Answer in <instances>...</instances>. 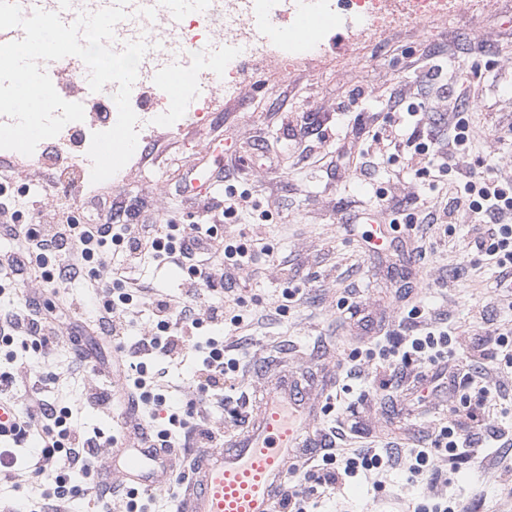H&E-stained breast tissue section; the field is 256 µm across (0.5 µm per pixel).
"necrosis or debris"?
Here are the masks:
<instances>
[{
    "label": "necrosis or debris",
    "instance_id": "1",
    "mask_svg": "<svg viewBox=\"0 0 512 512\" xmlns=\"http://www.w3.org/2000/svg\"><path fill=\"white\" fill-rule=\"evenodd\" d=\"M175 0H129L128 18L115 40L126 44L145 39L149 48L139 66L134 89L155 87L163 69L180 54L194 52L201 24H209V39L229 40L238 52L225 56L211 69L197 73L201 83L213 76L237 74L244 63L253 62L257 72L280 70L312 72L325 61L321 40L306 39L289 33L287 40L256 29L255 16L268 17L272 23L296 26L300 16L322 17L343 13L352 36L351 48L363 45L367 37L387 32L405 22L445 21L466 8V0H202L198 8H186L187 20L180 29H171L169 18ZM116 104L113 97L101 95L98 110L87 112L83 121L64 126L53 138L41 141L29 158L33 169L61 163L71 158V172L89 179L91 166L87 151L92 133L106 127Z\"/></svg>",
    "mask_w": 512,
    "mask_h": 512
}]
</instances>
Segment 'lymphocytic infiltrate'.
<instances>
[{"mask_svg":"<svg viewBox=\"0 0 512 512\" xmlns=\"http://www.w3.org/2000/svg\"><path fill=\"white\" fill-rule=\"evenodd\" d=\"M444 198V215L460 210L470 211L484 223L486 230L476 236L471 246L480 253L487 264L498 270L495 288L503 296L512 298V177L503 175L496 165H486L478 174H463L449 181ZM127 206L120 197L104 201L102 221L98 224H8L0 230L4 237L15 240L23 237V244H16L7 253L5 262L14 274H23L31 266L43 269L46 280L67 284L60 275L61 267H84L97 272L100 266H109L111 278L95 276L94 287L100 288L98 327L101 334L122 342L123 323L111 320L114 310L127 309L134 302L135 291L127 287L116 288L113 278L122 277L133 264L144 257L162 262L185 261L193 285L212 286L213 259L221 256L229 266L240 270L251 260V246L247 243L219 238L214 225L196 224L183 229L176 224H120L116 217ZM152 313L157 321V331L149 341L138 346L135 355L122 364L124 392L131 406H138L139 391L147 386H158L157 377L149 375L148 365L171 361L184 356L197 330L203 325L220 326L224 323V305L210 304L204 315H197L194 308L185 306L173 311L167 298L153 300ZM55 305H47L40 317L33 318L25 310H17L0 323V344L11 345L14 333L25 335L33 347L44 348L56 320ZM458 341L449 327L433 325L416 336H395L388 340V358L384 367L385 377L381 389L392 388L409 367L422 369L423 374L412 386L410 405L413 409L426 408L428 397L442 391L434 370L446 365L457 353ZM470 392L454 405L449 425L441 427L430 442L400 453L396 448H379L368 442L357 447L347 446L341 432H333L336 444L324 453L327 466L323 483H344L363 470L382 471L405 461L412 479L431 476L435 459L447 455L449 464L478 458L484 439H497L499 433L492 428L486 384V365L475 358L466 362ZM234 359L226 358L223 349L214 342H207L206 354L199 370V383L210 391L216 406L224 404V379L235 370ZM19 415L26 428L42 427L44 437L37 456L31 458L32 473L42 475L84 465L97 442L79 428L67 425V412L57 411L48 401L30 397ZM168 427H160L155 418H148L138 429L141 443L158 444L167 448L193 445L196 448L215 447L219 433L204 423H195L192 431H183L176 417H169Z\"/></svg>","mask_w":512,"mask_h":512,"instance_id":"1","label":"lymphocytic infiltrate"}]
</instances>
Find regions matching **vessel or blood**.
I'll return each mask as SVG.
<instances>
[{"mask_svg": "<svg viewBox=\"0 0 512 512\" xmlns=\"http://www.w3.org/2000/svg\"><path fill=\"white\" fill-rule=\"evenodd\" d=\"M159 88L184 104L192 93L185 69L161 76ZM319 403L298 405L288 377L266 388L243 432L222 446L197 449L196 467L175 497V512H278L288 478L299 462L300 439L310 433ZM174 448H146L131 437L113 440L105 458L104 477L129 489H168L177 474Z\"/></svg>", "mask_w": 512, "mask_h": 512, "instance_id": "1", "label": "vessel or blood"}]
</instances>
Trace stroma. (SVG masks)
Returning <instances> with one entry per match:
<instances>
[{"label": "stroma", "instance_id": "stroma-1", "mask_svg": "<svg viewBox=\"0 0 512 512\" xmlns=\"http://www.w3.org/2000/svg\"><path fill=\"white\" fill-rule=\"evenodd\" d=\"M327 29L329 63L320 71L277 73L254 85L241 73L237 94L213 97L202 122L179 131L144 117L118 181H66L58 167L43 169L33 181L24 160L0 163V179H6L7 197L23 224H54L76 212L89 217L92 202L110 195L130 206L118 218L122 224H205L224 194L187 192L185 181L199 174L223 178L249 195L243 212L218 223L219 235L247 239L260 224L266 244L247 277L230 275L219 294L204 286L188 293L187 271L173 264L147 259L132 267L129 278L144 303L138 313L119 312L127 334L119 348L80 329L96 308L86 276L62 289L38 269L16 276L0 268V318L33 298L74 303L60 317L50 356L20 335L0 348V370H22L18 401L37 384L44 399L68 406L71 423L100 444L130 434L139 416L117 407L110 367L155 332L151 299L165 295L174 309L188 304L201 314L223 295L227 315L243 314L244 321L224 329V346L239 368L224 389L223 408L210 415V428L241 432L255 413L256 391L288 372L309 379L306 400L337 399L333 409L319 414L313 439L337 426L359 432L365 442L410 448L444 425L447 398L432 395L423 413L408 406L407 385L379 388V338L445 322L468 352L480 344L482 323L512 332V302L496 295V269L467 248L468 215L424 223L427 212L438 210V187L448 176L435 169L414 174L407 143L424 126L433 141L430 155H440L459 111L473 141L468 154L456 155V170H477L483 159L512 173V0L467 9L445 22L401 25L369 38L354 59L347 56L343 18ZM417 104L423 107L419 118L408 113ZM388 136L397 149L384 146ZM230 144L244 147L247 158L233 169L223 152ZM29 195L37 199L31 211L25 208ZM376 211L385 219L396 211L413 221L390 230L389 245L369 254L361 237L363 217ZM289 288L295 294L288 299ZM412 301L421 310L414 320L406 317ZM352 362L359 364L360 378H347ZM196 366L191 353L168 366L165 381L176 390L158 407L159 418H183L208 402ZM438 466L441 476L434 484L409 481L396 468L380 481L369 475L319 488L316 510L406 512L409 504L449 493L465 512H512V484L500 478L491 456L454 467L442 458Z\"/></svg>", "mask_w": 512, "mask_h": 512}]
</instances>
